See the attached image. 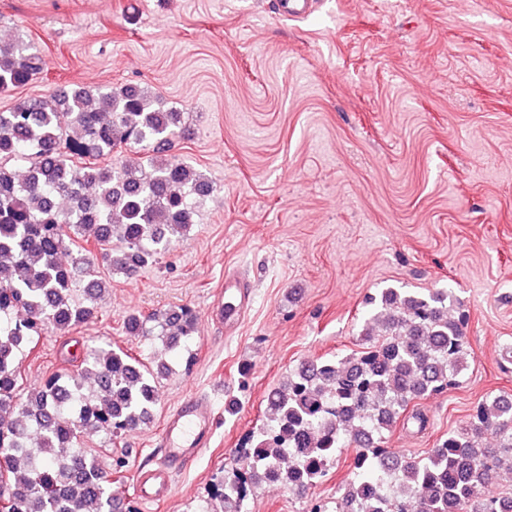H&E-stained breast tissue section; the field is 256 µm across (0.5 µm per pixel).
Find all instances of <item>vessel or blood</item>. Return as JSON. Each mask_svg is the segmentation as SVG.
Instances as JSON below:
<instances>
[{
	"mask_svg": "<svg viewBox=\"0 0 512 512\" xmlns=\"http://www.w3.org/2000/svg\"><path fill=\"white\" fill-rule=\"evenodd\" d=\"M252 305V290L240 278L228 274L224 287L207 307V316L223 327L225 335L236 333ZM215 411L202 395L184 398L165 417L161 432L163 463L152 470L140 469L136 481L141 500L149 504L169 498L171 472L185 468L208 446L213 435Z\"/></svg>",
	"mask_w": 512,
	"mask_h": 512,
	"instance_id": "obj_1",
	"label": "vessel or blood"
}]
</instances>
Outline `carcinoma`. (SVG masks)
I'll list each match as a JSON object with an SVG mask.
<instances>
[{
	"label": "carcinoma",
	"mask_w": 512,
	"mask_h": 512,
	"mask_svg": "<svg viewBox=\"0 0 512 512\" xmlns=\"http://www.w3.org/2000/svg\"><path fill=\"white\" fill-rule=\"evenodd\" d=\"M22 40L0 41V93L42 70ZM186 133L182 113L137 84L20 99L0 112V512H111L112 480L82 434L104 426L110 438L149 419L158 371L121 349L91 348L67 378L52 376L18 396V358L33 337L67 331L99 313L104 282L93 249L112 270L131 275L185 236L213 182L184 161L151 152ZM120 158L99 163L104 156ZM89 157L81 165L74 159ZM29 163L23 178L5 165ZM72 255L63 264L59 256ZM446 289L387 288L363 311L360 349L288 373L266 398L267 422L234 450L211 489L223 512H249L268 468L288 455L280 485L304 493L322 480L341 449L357 444L354 477L336 512H498L482 487L512 472V402L478 401L469 421L426 457L405 458L389 432L412 402L461 383L470 343L466 315L448 316ZM134 336L179 347L195 329L192 309L124 321ZM493 432L496 445L485 442Z\"/></svg>",
	"instance_id": "cac0c4a2"
}]
</instances>
